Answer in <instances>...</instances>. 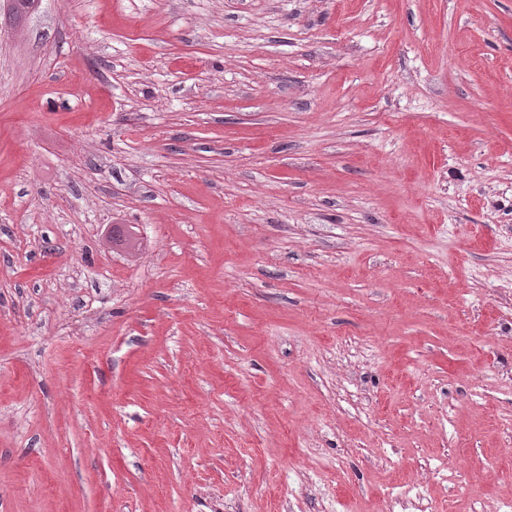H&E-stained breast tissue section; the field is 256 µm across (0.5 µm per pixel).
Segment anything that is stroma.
<instances>
[{
	"instance_id": "stroma-1",
	"label": "stroma",
	"mask_w": 512,
	"mask_h": 512,
	"mask_svg": "<svg viewBox=\"0 0 512 512\" xmlns=\"http://www.w3.org/2000/svg\"><path fill=\"white\" fill-rule=\"evenodd\" d=\"M0 512H512V0L0 12Z\"/></svg>"
}]
</instances>
